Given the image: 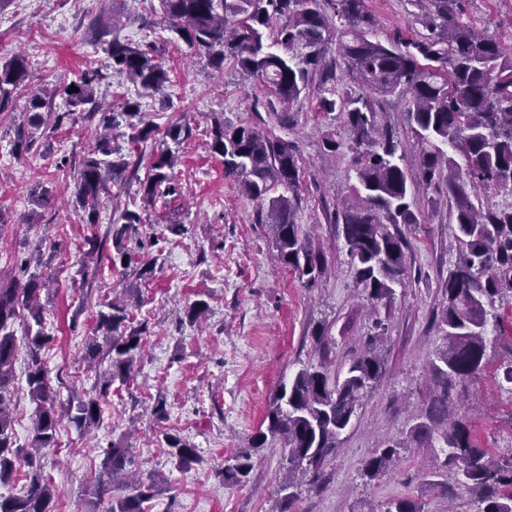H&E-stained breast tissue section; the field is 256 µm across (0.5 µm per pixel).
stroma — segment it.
Returning a JSON list of instances; mask_svg holds the SVG:
<instances>
[{"label": "stroma", "mask_w": 512, "mask_h": 512, "mask_svg": "<svg viewBox=\"0 0 512 512\" xmlns=\"http://www.w3.org/2000/svg\"><path fill=\"white\" fill-rule=\"evenodd\" d=\"M374 17L377 39L414 37L423 27L410 0H365ZM122 22V41L153 47L169 80L161 91L141 99V110L159 128L180 123L189 135L179 146L174 168L179 192L147 204L136 180L114 185L101 198L95 223L75 207L74 167L95 136L96 119L69 113L65 85L92 68L102 75L94 86L97 100L120 106L136 96V86L109 66L108 37L89 26L92 19ZM461 20L512 48V0H466ZM26 56L29 79L18 89L10 111L0 114V212L9 220L0 239V278L19 277L23 260L37 249L53 248L50 268L56 282L42 295L44 329L53 343L42 353L57 400L68 404L95 391L108 357L94 364L84 359L96 315L116 290L134 287L141 305L135 322L147 325L144 350L133 379L114 384L102 405L97 428L84 433L68 421L57 428V446L43 460L59 495L55 512H86V490L98 477L100 454L110 442L127 439L133 470L159 476L161 489L148 512H278L277 489L283 477L280 445H267L255 457L247 483L224 485L217 472L261 427L269 401L284 381L306 364L328 358L339 368L359 353L375 317L356 282L344 241L330 216L349 199L355 182L349 131L339 113L317 110V85H310L280 120L261 81L232 61L212 67L164 24L159 0H11L0 10V63ZM49 86L56 93L52 111L63 114L57 129L35 148L15 156L18 127L25 124L29 94ZM409 100L387 96L375 100L383 121L405 148L403 166L414 174L416 154L405 116ZM271 131L292 142L303 169L297 222L319 246L328 267L315 286H306L274 258L265 225L257 220V203L224 175L221 156L211 149L214 118ZM334 132L341 148L326 155L325 132ZM45 186L50 195L34 207L30 191ZM129 208L142 216L141 238H153L149 253L152 277L140 280L100 263L95 279L82 270L88 263V238L104 239L114 212ZM39 223H27L30 210ZM416 224L405 230L411 276L397 289L379 351L384 373L343 433L334 457L317 486H302L290 512H347L348 507H375L392 498H410L424 512H475L472 496L449 499L431 492L426 472L439 468L440 457L424 448H409L399 466L375 480L362 468L376 449L401 439L430 387L429 361L444 338L433 322L441 306L438 281L458 255L451 204L445 185L416 193ZM182 224L181 234L168 226ZM203 300V321H189L186 310ZM501 323L489 331L487 363L482 372L458 385L455 399L465 411L479 447L498 459L512 457V384L504 380L512 366V302L496 303ZM331 329L329 351L315 344L313 333ZM28 357L18 348L12 403L17 446L33 433L35 406L25 380ZM167 403L168 418L157 422L148 409ZM174 433L193 445L197 460L178 467L162 439Z\"/></svg>", "instance_id": "stroma-1"}]
</instances>
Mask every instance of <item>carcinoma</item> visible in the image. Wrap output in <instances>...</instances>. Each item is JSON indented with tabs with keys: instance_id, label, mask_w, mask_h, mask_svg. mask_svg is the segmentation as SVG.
I'll list each match as a JSON object with an SVG mask.
<instances>
[{
	"instance_id": "1",
	"label": "carcinoma",
	"mask_w": 512,
	"mask_h": 512,
	"mask_svg": "<svg viewBox=\"0 0 512 512\" xmlns=\"http://www.w3.org/2000/svg\"><path fill=\"white\" fill-rule=\"evenodd\" d=\"M426 3L429 11L421 24L426 33L413 39L397 37L382 42L373 36L374 19L364 0H338L335 14L344 21L336 31V50L349 75L370 94L357 95L349 86L321 88L318 109L340 112L349 130L354 153L357 186L352 199L335 212L341 226L350 264L357 283L375 315V326L385 329L381 315H389L396 288L409 279L402 227L417 223L413 210V182L429 186L445 183L452 203L454 235L459 255L441 277L442 305L434 321L445 343L430 362L431 386L425 410L405 432V439L379 449L363 466V476L374 480L398 463L400 449L414 444L444 455L442 471L425 475V483L446 496L454 492L445 472L455 471L458 489L475 496L477 512H512V460L498 463L478 447L463 415L449 409L451 389L477 376L487 349V326L495 317L496 301L512 300V205H484L481 193L488 189L512 193V52L493 37L460 20L463 0H410ZM166 26L194 51L220 68L230 60L259 78L276 101H296L319 75L320 84L337 82L335 60L330 58L332 24L322 0H160ZM272 42L264 40V30ZM112 68L125 73L143 92L160 90L168 71L149 47L124 43L119 37L108 44ZM29 64L16 56L0 66V112L12 104L18 88L26 83ZM95 71L86 72L70 85L77 91L63 93L73 110L100 115L104 132L79 160L75 204L88 212L94 223L97 203L110 186L119 182L130 164L113 146L110 131L120 127L122 116L130 130L128 142L138 145L156 136L157 126L127 100L123 113L99 111L94 99ZM407 96L406 121L417 155L415 181L408 180L401 165L404 155L392 129L382 125L370 95ZM48 97L36 91L27 99V123L18 129L17 155L58 125L67 113L47 111ZM211 149L224 159V176L238 182L248 197L259 204L257 219L270 226L276 258L308 285L325 273L322 252L296 223L300 168L294 144L250 125H230L214 120ZM178 160L171 147L154 157L140 192L149 201L174 194L172 175ZM142 217L123 210L112 224L115 254L107 257L112 267L133 271L137 277L153 274V263L144 259L145 242L127 248V236L138 233ZM50 278L32 273L24 284L0 285V485L14 478L10 407L15 380L16 339L11 330L18 317L42 325L41 293ZM126 298L114 299L98 311L95 330L104 344H86V359L93 361L106 348L110 366L97 379L95 394L76 398L68 407L56 405L49 372L41 351L51 343L42 330L27 326L25 346L29 363L28 395L35 404L34 434L26 452L27 483L20 494H0V512H51L58 490L44 477L45 450L56 447L59 416L66 414L83 432L95 428L101 402L115 381L127 382L142 352L144 329L131 326L136 289H124ZM380 335L369 338L364 350L338 371L327 359L305 365L279 386L269 402L266 430L256 432L248 446L224 460L219 476L228 486L242 485L254 468V455L267 442L284 450L287 469L277 494L280 512L298 498V488L316 474L328 457L336 455L342 434L349 428L364 399L380 380L384 362L377 352ZM163 439L178 465L196 459V448L182 438L165 433ZM130 448L122 441L104 450L94 497L112 491L108 512H145L144 504L157 491V477L129 479Z\"/></svg>"
}]
</instances>
